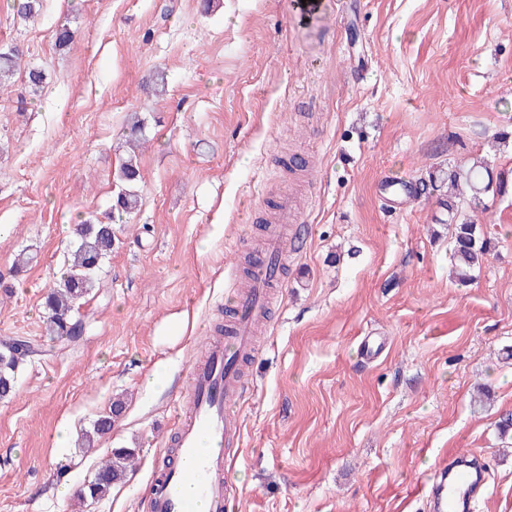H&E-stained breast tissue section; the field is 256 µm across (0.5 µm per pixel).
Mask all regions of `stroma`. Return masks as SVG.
Segmentation results:
<instances>
[{"instance_id": "stroma-1", "label": "stroma", "mask_w": 512, "mask_h": 512, "mask_svg": "<svg viewBox=\"0 0 512 512\" xmlns=\"http://www.w3.org/2000/svg\"><path fill=\"white\" fill-rule=\"evenodd\" d=\"M12 45L46 80L0 93V340L45 353L0 400V512H148L187 368L224 321L232 245L287 190L300 247L251 363L231 512H428L457 456L483 471L476 512H512V435L497 428L512 416V194L485 197L495 248L464 288L439 192L379 191L476 156L512 181V0H41L31 20L0 0ZM158 69L159 95L145 85ZM134 112L138 207L113 220L121 243L81 339L60 342L42 299L75 224L111 206ZM25 248L33 262L10 277ZM368 336L383 349L366 360ZM158 370L167 387H148ZM118 398L111 434L78 447ZM114 448L135 449V470L79 504Z\"/></svg>"}]
</instances>
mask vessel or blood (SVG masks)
Here are the masks:
<instances>
[{
	"instance_id": "1",
	"label": "vessel or blood",
	"mask_w": 512,
	"mask_h": 512,
	"mask_svg": "<svg viewBox=\"0 0 512 512\" xmlns=\"http://www.w3.org/2000/svg\"><path fill=\"white\" fill-rule=\"evenodd\" d=\"M294 221L292 201L281 198L263 242L264 255L280 252L282 227ZM279 285V278L260 269L244 283L234 271H226L235 315L225 338L210 340L205 359L188 368L186 405L178 409L168 441L174 450L172 462L153 476L148 512H228L233 490L227 458L231 449L242 445L235 409L251 392L232 358L252 353L255 326L266 316L270 292ZM475 482L467 463L441 470L431 489L434 512H467Z\"/></svg>"
}]
</instances>
